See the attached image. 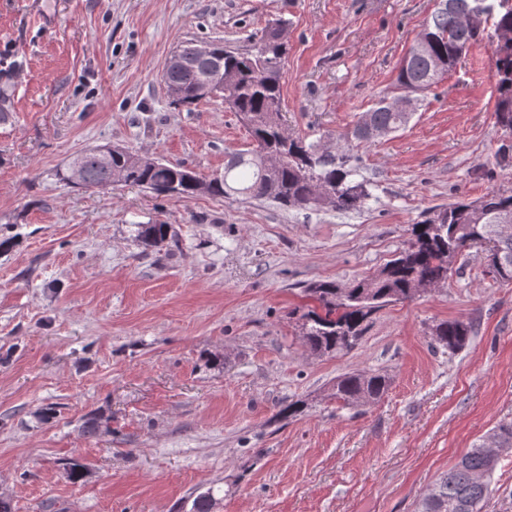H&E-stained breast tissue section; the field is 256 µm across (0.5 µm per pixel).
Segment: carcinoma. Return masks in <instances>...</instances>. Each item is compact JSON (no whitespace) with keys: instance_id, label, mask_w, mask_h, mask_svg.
Returning a JSON list of instances; mask_svg holds the SVG:
<instances>
[{"instance_id":"obj_1","label":"carcinoma","mask_w":512,"mask_h":512,"mask_svg":"<svg viewBox=\"0 0 512 512\" xmlns=\"http://www.w3.org/2000/svg\"><path fill=\"white\" fill-rule=\"evenodd\" d=\"M475 0H447L425 22L430 40L421 51L410 49L398 68L402 98L430 91L457 64L466 48L486 30H492L497 76V124L512 132V0H486V9L475 24L460 20ZM286 21L269 22L251 35L252 48L244 52L209 44L208 54L195 53L189 42L169 59L164 85L179 93L177 107L192 110L210 98L212 87L224 86V103L247 127L251 148L234 153L224 163V174L208 179L195 170L148 155L115 149L105 156L89 148L68 164L64 179L82 187H106L115 182L138 186L157 194L193 197L210 194L227 199L270 200L282 207L338 211L358 210L369 193L360 176V160L326 143L307 142L289 135L282 109L281 80L288 42ZM412 112L399 110L380 98L362 113L351 136L369 142L399 131ZM512 213V193H487L480 201L458 199L428 213L413 225L409 246L377 274L350 288L322 281L308 288L318 307L302 315L301 337L314 355H337L353 350L363 324L381 307L417 294L421 283L442 285L458 258L470 249L482 254L488 273L512 281V232L500 235L495 221ZM170 236L168 224H139L137 238L146 247H157ZM474 330L469 321L448 320L435 326V343L454 354L466 347ZM391 384L379 372H349L336 378V400L345 405L381 399ZM512 449V421H501L472 444L420 500L417 512H481L490 493L498 450Z\"/></svg>"}]
</instances>
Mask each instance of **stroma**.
Wrapping results in <instances>:
<instances>
[{
  "label": "stroma",
  "instance_id": "obj_1",
  "mask_svg": "<svg viewBox=\"0 0 512 512\" xmlns=\"http://www.w3.org/2000/svg\"><path fill=\"white\" fill-rule=\"evenodd\" d=\"M434 0H0V496L15 512H415L480 437L512 420V282L476 250L448 281L374 313L354 350L315 357L299 335L307 288H347L412 239L425 212L512 191L494 155L492 42L483 37L417 102L409 123L361 145ZM288 22L290 133L360 156L370 198L342 212L268 200L157 195L64 181L68 159L121 147L224 171L250 146L220 98L171 104L163 68L181 45L246 48ZM167 224L162 250L139 224ZM472 322L456 354L439 322ZM384 370L377 402L332 385ZM301 413L285 416L288 403ZM101 417L95 436L82 426ZM81 465L72 479L70 468ZM482 512H512V450Z\"/></svg>",
  "mask_w": 512,
  "mask_h": 512
}]
</instances>
